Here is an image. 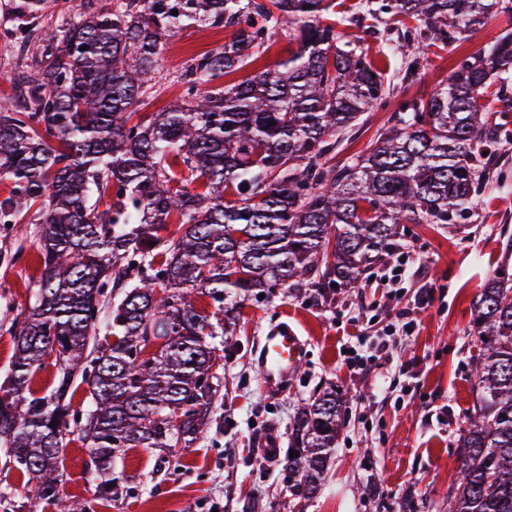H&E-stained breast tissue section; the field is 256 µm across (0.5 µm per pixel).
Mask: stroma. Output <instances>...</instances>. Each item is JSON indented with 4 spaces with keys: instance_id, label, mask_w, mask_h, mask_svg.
Returning a JSON list of instances; mask_svg holds the SVG:
<instances>
[{
    "instance_id": "stroma-1",
    "label": "stroma",
    "mask_w": 512,
    "mask_h": 512,
    "mask_svg": "<svg viewBox=\"0 0 512 512\" xmlns=\"http://www.w3.org/2000/svg\"><path fill=\"white\" fill-rule=\"evenodd\" d=\"M342 0L346 12L338 30L360 39L369 58L391 81L387 107L366 113L360 131L336 148V160L364 149L391 110L425 97L465 59L487 48L503 31H512V0L475 33L454 34L446 42L423 41L417 66L404 74L389 47L398 36L391 28L387 0ZM14 0H0V102L16 103L26 65L38 57L37 42L15 31ZM232 37L228 28L188 26L169 37L159 59L157 85L140 114L163 111L179 97L181 77L192 60L219 50ZM294 49L287 32L273 34L254 62L224 77L233 85L288 59ZM512 101V80L487 91L493 110ZM503 129L487 146V177L468 208L450 224H408L399 244L420 252L404 286L424 291L417 332L396 339L389 358L371 375L350 373L341 361L342 323L362 302L380 324L394 307L385 289L355 288L298 295L286 288L239 301L233 336L224 352L221 398L208 432L183 451L176 468L162 466L156 448H131L112 461L116 479L112 500L96 512H443L459 479L457 440L466 417L477 407L472 368L480 354L473 335L471 308L485 281L501 264L512 240V111H503ZM38 236L30 224H0V381L13 355L9 329L33 305L42 265ZM286 318L305 341L302 367L280 395L264 394L254 350L265 329ZM335 387L347 401L345 427L336 441L331 467L313 499L295 495L280 464H266L256 443L276 431L279 452H286L291 422L303 403ZM89 450L71 441L61 485L64 497L93 495ZM29 477L12 467L0 450V512H56L54 503L28 495Z\"/></svg>"
}]
</instances>
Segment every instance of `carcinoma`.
<instances>
[{
    "label": "carcinoma",
    "mask_w": 512,
    "mask_h": 512,
    "mask_svg": "<svg viewBox=\"0 0 512 512\" xmlns=\"http://www.w3.org/2000/svg\"><path fill=\"white\" fill-rule=\"evenodd\" d=\"M500 0H392L423 25L417 37L477 31ZM333 0H112L81 3L41 33L40 60L23 77L20 106H0V173L12 188L0 224H40L43 270L35 302L10 330V374L0 385V444L29 475L36 500L91 512L60 496L72 435L86 442L95 496L112 498V459L162 448L178 466L202 437L221 394L213 340L227 335L233 302L288 288L350 290L397 246L402 224H447L482 178V147L501 124L480 101L512 76V33L460 64L427 98L392 112L364 150L332 163L344 135L389 94L385 74L330 19ZM178 14H172V10ZM192 23L232 27L231 40L183 75L182 96L136 118L152 90L162 40ZM297 49L238 84L208 85L256 60L277 30ZM88 49H82V46ZM198 182L202 191L189 190ZM248 190H243V187ZM110 198L99 211L90 193ZM235 199L226 201L224 194ZM182 222L157 260L154 232ZM504 260L473 303L482 354L472 369L476 412L458 439L460 479L447 512H512V276ZM117 292L103 319L100 296ZM216 311L203 315L196 295ZM112 337L93 348L100 331ZM165 341L150 358V339ZM54 357L56 385L30 393ZM87 384L90 405L72 406ZM341 394L325 391L295 416L282 471L313 498L344 427ZM496 477L494 491L484 488Z\"/></svg>",
    "instance_id": "obj_1"
}]
</instances>
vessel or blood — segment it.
Listing matches in <instances>:
<instances>
[{"instance_id": "b4317fda", "label": "vessel or blood", "mask_w": 512, "mask_h": 512, "mask_svg": "<svg viewBox=\"0 0 512 512\" xmlns=\"http://www.w3.org/2000/svg\"><path fill=\"white\" fill-rule=\"evenodd\" d=\"M303 347L294 326L285 321L271 325L258 339L255 362L266 395L279 394L288 379L295 375L302 362Z\"/></svg>"}]
</instances>
